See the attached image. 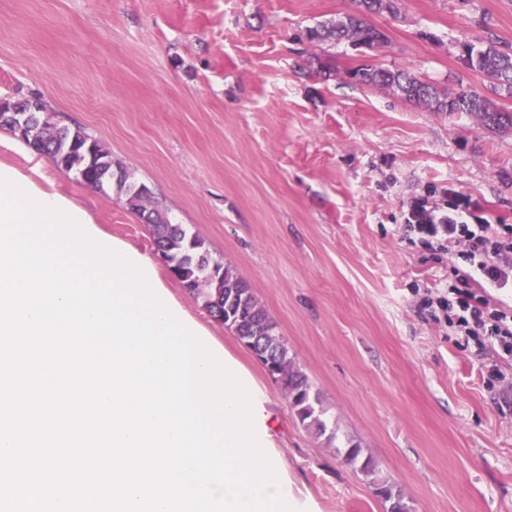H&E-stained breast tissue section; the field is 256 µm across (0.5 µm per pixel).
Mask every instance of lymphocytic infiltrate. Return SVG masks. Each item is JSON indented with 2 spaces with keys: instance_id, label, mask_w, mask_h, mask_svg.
I'll return each instance as SVG.
<instances>
[{
  "instance_id": "lymphocytic-infiltrate-1",
  "label": "lymphocytic infiltrate",
  "mask_w": 512,
  "mask_h": 512,
  "mask_svg": "<svg viewBox=\"0 0 512 512\" xmlns=\"http://www.w3.org/2000/svg\"><path fill=\"white\" fill-rule=\"evenodd\" d=\"M471 216L465 201L449 205L447 215L442 217L420 204L415 212L416 228L430 237L445 236L466 264L456 285L439 300L448 312L449 326L473 337L479 346L512 358V309L493 307L487 298L468 289L470 280L479 278L500 295L512 294V225L475 222Z\"/></svg>"
}]
</instances>
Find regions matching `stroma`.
Segmentation results:
<instances>
[{
	"instance_id": "1",
	"label": "stroma",
	"mask_w": 512,
	"mask_h": 512,
	"mask_svg": "<svg viewBox=\"0 0 512 512\" xmlns=\"http://www.w3.org/2000/svg\"><path fill=\"white\" fill-rule=\"evenodd\" d=\"M367 15L369 49L300 43L356 0H0V98H41L146 184L173 223L233 267L317 391L327 431L296 418L277 383L168 270L173 297L255 380L272 454L301 512H387L341 451L359 444L412 512H512V360L456 335L447 295L463 263L410 232L417 203L467 199L512 225V133L430 112L353 82L361 65L441 91L488 82L462 43L512 47V0H398ZM0 164L87 208L153 252L149 227L0 129Z\"/></svg>"
}]
</instances>
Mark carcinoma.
Instances as JSON below:
<instances>
[{
    "label": "carcinoma",
    "mask_w": 512,
    "mask_h": 512,
    "mask_svg": "<svg viewBox=\"0 0 512 512\" xmlns=\"http://www.w3.org/2000/svg\"><path fill=\"white\" fill-rule=\"evenodd\" d=\"M361 10L336 20L322 22L305 29L300 42L324 43L348 41L355 46L374 49L384 44V35L369 25L365 15L397 12L395 0H359ZM464 65L477 71L493 85L496 93L512 96V50H503L492 43L463 45ZM361 85L382 86L394 94L419 105L430 112H462L474 117L482 127L491 131H512V112L502 110L487 96L475 90H460L455 93H440L408 70H390L375 66L358 68L350 73ZM75 142L77 147L69 153L61 149V142ZM94 142L98 149L96 167L86 180V185L103 193H114L131 211L137 213L144 223L151 225L153 245L172 263L184 268L194 287L188 294L201 304L211 316L224 313V326L255 352L268 356L278 366L277 379L288 399L290 408L299 422L308 429L324 433L327 425L318 393L305 374L296 366L288 341L276 331L252 288L229 265L213 259L203 239L189 231L183 224L171 222L168 213L155 200L153 194L139 190L140 182L130 172L122 179H113L115 169L124 166L112 157V150L83 128L60 126L54 121L47 105L35 113L32 135L23 143L39 154L49 156L57 167L69 173L84 168L85 156L80 146ZM224 269V276L216 271ZM362 449L353 444L344 450L343 462L360 464V471L371 477L376 494L389 503L388 512H410L403 495L387 480L375 476V467L370 460L359 462Z\"/></svg>",
    "instance_id": "1"
}]
</instances>
